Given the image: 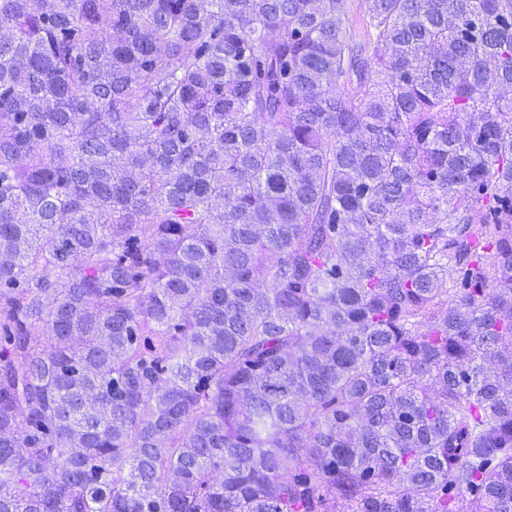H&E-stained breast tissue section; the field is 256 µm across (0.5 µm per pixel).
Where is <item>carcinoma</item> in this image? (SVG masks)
<instances>
[{"instance_id":"1","label":"carcinoma","mask_w":512,"mask_h":512,"mask_svg":"<svg viewBox=\"0 0 512 512\" xmlns=\"http://www.w3.org/2000/svg\"><path fill=\"white\" fill-rule=\"evenodd\" d=\"M358 6L0 0V512H512V0Z\"/></svg>"}]
</instances>
